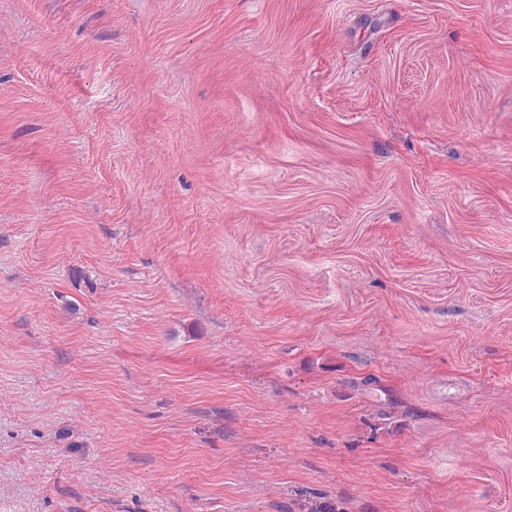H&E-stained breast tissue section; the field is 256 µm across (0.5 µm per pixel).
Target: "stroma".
<instances>
[{"mask_svg":"<svg viewBox=\"0 0 512 512\" xmlns=\"http://www.w3.org/2000/svg\"><path fill=\"white\" fill-rule=\"evenodd\" d=\"M512 512V0H0V512Z\"/></svg>","mask_w":512,"mask_h":512,"instance_id":"35a3bbf8","label":"stroma"}]
</instances>
